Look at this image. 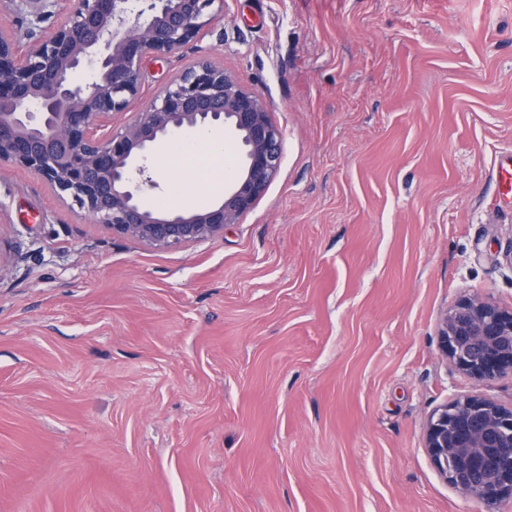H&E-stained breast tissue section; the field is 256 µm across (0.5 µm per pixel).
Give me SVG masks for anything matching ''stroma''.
Here are the masks:
<instances>
[{"mask_svg":"<svg viewBox=\"0 0 512 512\" xmlns=\"http://www.w3.org/2000/svg\"><path fill=\"white\" fill-rule=\"evenodd\" d=\"M77 0H0V31ZM148 56L132 120L209 57L265 102L279 171L223 234L117 237L0 164V512H485L429 416L512 408L456 369L460 299L512 311V0H215Z\"/></svg>","mask_w":512,"mask_h":512,"instance_id":"stroma-1","label":"stroma"}]
</instances>
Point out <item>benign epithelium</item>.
Wrapping results in <instances>:
<instances>
[{"mask_svg": "<svg viewBox=\"0 0 512 512\" xmlns=\"http://www.w3.org/2000/svg\"><path fill=\"white\" fill-rule=\"evenodd\" d=\"M214 0H79L45 34L0 32V163L23 168L70 198L112 234L150 246L206 240L237 223L276 176L282 134L256 93L206 58L183 71L134 120L97 136L139 89L144 57L171 54L213 20ZM91 67L90 78L75 83ZM230 127L243 160L224 198L200 210L147 208L159 187L147 166L162 143L195 129ZM442 349L468 374L512 372V312L480 298L457 302ZM426 448L450 485L494 505L512 497V410L470 396L434 413Z\"/></svg>", "mask_w": 512, "mask_h": 512, "instance_id": "benign-epithelium-1", "label": "benign epithelium"}]
</instances>
